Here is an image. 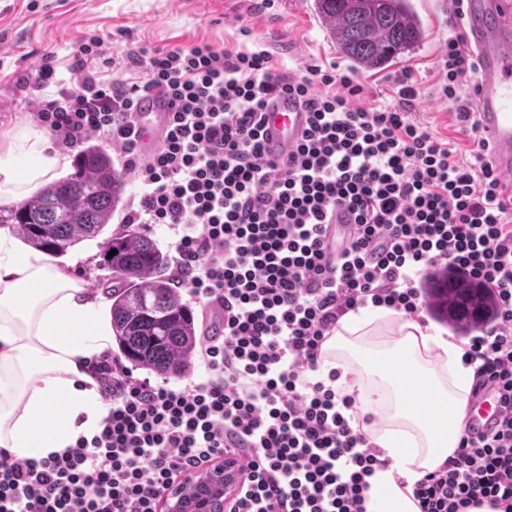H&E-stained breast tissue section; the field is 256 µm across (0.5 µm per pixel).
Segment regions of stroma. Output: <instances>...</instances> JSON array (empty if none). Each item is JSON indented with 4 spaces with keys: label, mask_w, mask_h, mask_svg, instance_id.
I'll list each match as a JSON object with an SVG mask.
<instances>
[{
    "label": "stroma",
    "mask_w": 512,
    "mask_h": 512,
    "mask_svg": "<svg viewBox=\"0 0 512 512\" xmlns=\"http://www.w3.org/2000/svg\"><path fill=\"white\" fill-rule=\"evenodd\" d=\"M0 0V133L32 122L37 95L21 87L20 76L46 52H55L59 78L74 86L69 69L73 51L91 37L102 39L115 57L144 45H189L198 41L272 52L285 70L308 65L349 62L336 50L325 27L314 14L313 0ZM423 21L425 37L412 54L382 70L358 72L365 105H392L399 83L411 78L418 92L411 116L447 140L457 156H465L466 138L456 131L451 109L439 96L441 58L453 34L451 0H412ZM250 35H242L241 26ZM96 242L87 241L65 254L73 273L93 293L113 284L109 269L101 264Z\"/></svg>",
    "instance_id": "1"
}]
</instances>
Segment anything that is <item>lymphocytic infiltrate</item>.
<instances>
[{
	"instance_id": "obj_1",
	"label": "lymphocytic infiltrate",
	"mask_w": 512,
	"mask_h": 512,
	"mask_svg": "<svg viewBox=\"0 0 512 512\" xmlns=\"http://www.w3.org/2000/svg\"><path fill=\"white\" fill-rule=\"evenodd\" d=\"M456 31L443 55V100L455 110L469 159L408 108L364 106L365 87L337 68L282 70L269 51L206 41L127 51L134 79L94 70L93 37L74 51L79 81L55 88L54 52L22 84L40 91L35 115L59 148L95 134L137 168L130 224L173 232L178 283L205 302V372L181 387L133 378L108 355L92 371L104 409L93 433L63 452L18 459L0 449V512H159L179 477L219 460L242 485L226 512H367V479L384 467L352 427V397L322 373V345L347 313L373 304L408 315L422 307L421 273L445 263L488 284L496 320L469 337L473 397L494 394L485 431L465 429L454 456L413 487L420 512H512V193L486 161L472 96L461 93L478 60L453 0ZM302 99L309 124L293 153L271 157L262 140L269 98ZM169 96L157 148L137 163L140 98ZM346 236L331 237L336 212Z\"/></svg>"
}]
</instances>
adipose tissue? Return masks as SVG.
<instances>
[{
    "mask_svg": "<svg viewBox=\"0 0 512 512\" xmlns=\"http://www.w3.org/2000/svg\"><path fill=\"white\" fill-rule=\"evenodd\" d=\"M69 164L46 130L0 137V207L22 202ZM102 296L70 269L0 229V447L42 459L94 431L102 408L90 358L112 346ZM338 395H356L370 444L388 459L368 477L367 512H419L413 485L453 456L475 379L462 345L405 313L346 314L323 345Z\"/></svg>",
    "mask_w": 512,
    "mask_h": 512,
    "instance_id": "adipose-tissue-1",
    "label": "adipose tissue"
}]
</instances>
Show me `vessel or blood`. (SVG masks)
I'll return each mask as SVG.
<instances>
[{"instance_id": "obj_1", "label": "vessel or blood", "mask_w": 512, "mask_h": 512, "mask_svg": "<svg viewBox=\"0 0 512 512\" xmlns=\"http://www.w3.org/2000/svg\"><path fill=\"white\" fill-rule=\"evenodd\" d=\"M468 38L480 69L475 80L476 119L488 145L487 161L512 176V0H467ZM167 100L154 93L140 102L142 139L151 142L165 128ZM304 105L280 94L270 98L263 124V142L273 156L291 152L308 124Z\"/></svg>"}]
</instances>
